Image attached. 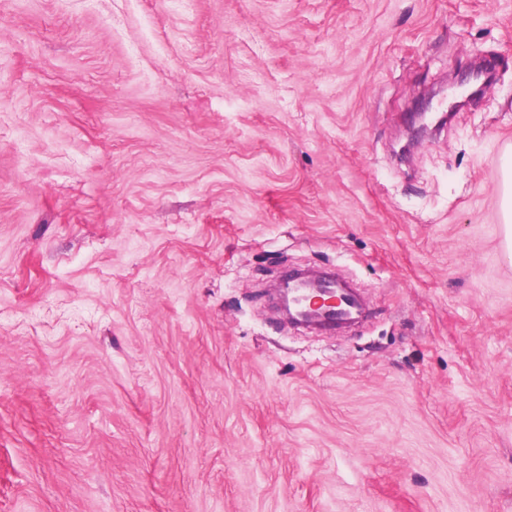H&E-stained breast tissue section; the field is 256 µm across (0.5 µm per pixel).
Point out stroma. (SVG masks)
<instances>
[{
  "label": "stroma",
  "instance_id": "obj_1",
  "mask_svg": "<svg viewBox=\"0 0 512 512\" xmlns=\"http://www.w3.org/2000/svg\"><path fill=\"white\" fill-rule=\"evenodd\" d=\"M508 147L512 0H0V512H512ZM469 75L468 83L470 85L468 91L466 94H464L460 100L455 101L449 108L448 112H458L462 109V107L470 101L478 92H480L485 86H487V81L484 79V81L481 83L478 89L475 90V87L479 81V79L483 76V72L470 65V69L468 70V73L465 75V77H461L460 84H462ZM475 90V91H474ZM510 158V157H509ZM506 162L503 180V222L505 224L506 249L508 257H511L512 248V169L511 159ZM277 309L295 326L318 329H339L336 309L348 305L360 307L347 288H342L332 277L295 272L285 276L279 284Z\"/></svg>",
  "mask_w": 512,
  "mask_h": 512
}]
</instances>
